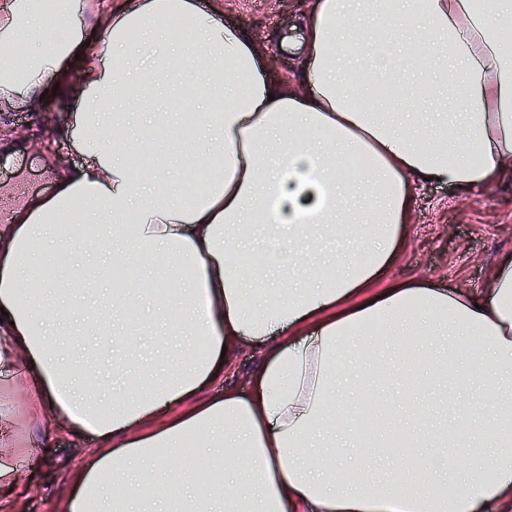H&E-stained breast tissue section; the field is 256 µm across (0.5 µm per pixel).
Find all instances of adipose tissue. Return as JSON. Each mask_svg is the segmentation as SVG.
I'll return each instance as SVG.
<instances>
[{
	"instance_id": "adipose-tissue-1",
	"label": "adipose tissue",
	"mask_w": 512,
	"mask_h": 512,
	"mask_svg": "<svg viewBox=\"0 0 512 512\" xmlns=\"http://www.w3.org/2000/svg\"><path fill=\"white\" fill-rule=\"evenodd\" d=\"M312 0L302 35L307 85L280 88L254 43L195 0H10L0 9V106L40 108L56 87L82 102L63 142L81 162L48 198L0 225V373L27 390L31 452L13 453V403L0 401V491L25 487L44 417L99 450L71 474L57 512H512V253L481 292L374 290L416 183L470 190L512 160V0ZM102 31L85 44L75 16ZM123 66L113 69V56ZM195 123L153 109L159 84ZM429 88L434 112H399ZM171 145L163 166L133 149ZM223 162L193 202L183 171ZM108 242L107 266L144 276L109 294L79 250ZM48 275L49 285L29 284ZM93 311L142 296L167 339L204 340V359L116 390L97 367L80 384L71 293ZM68 340L49 338L50 324ZM272 341L253 393L192 398L223 375L241 339ZM484 395L467 402L474 387ZM373 408L425 452L355 439L347 402ZM191 457L202 486L174 464Z\"/></svg>"
}]
</instances>
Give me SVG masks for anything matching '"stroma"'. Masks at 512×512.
Listing matches in <instances>:
<instances>
[{
    "instance_id": "35a3bbf8",
    "label": "stroma",
    "mask_w": 512,
    "mask_h": 512,
    "mask_svg": "<svg viewBox=\"0 0 512 512\" xmlns=\"http://www.w3.org/2000/svg\"><path fill=\"white\" fill-rule=\"evenodd\" d=\"M311 0H223L219 19L244 31L262 45V56L278 82L295 89L305 82L301 57L283 52L281 35L293 34ZM0 121L23 130L27 141L13 149L14 165L0 154V225L20 202L51 194L56 188L55 166L31 143L50 131H62L69 108L53 105L44 112L7 111ZM512 252V178L491 181L468 191L437 183H424L413 193L409 221L376 288L397 284L431 288L454 287L480 292L487 286L490 268L503 254ZM270 351L269 343L245 339L219 380L204 389L200 400L229 391L249 394L255 373ZM95 434L76 437L58 430L52 452L26 477L31 486L24 512H55L66 492L72 470L86 462L98 448Z\"/></svg>"
}]
</instances>
